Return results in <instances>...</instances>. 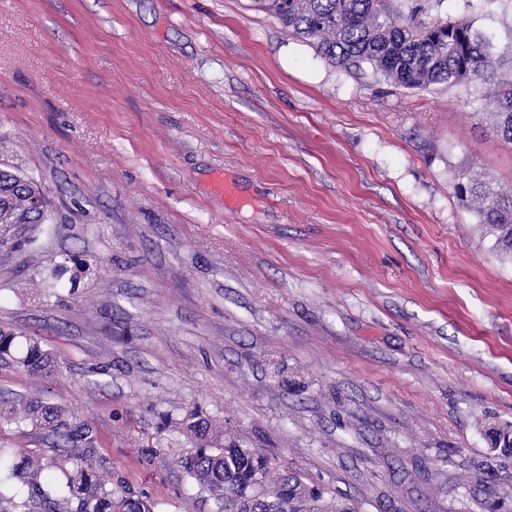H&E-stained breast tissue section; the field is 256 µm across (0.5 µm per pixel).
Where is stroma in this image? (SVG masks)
<instances>
[{"label": "stroma", "mask_w": 512, "mask_h": 512, "mask_svg": "<svg viewBox=\"0 0 512 512\" xmlns=\"http://www.w3.org/2000/svg\"><path fill=\"white\" fill-rule=\"evenodd\" d=\"M512 52V0H444ZM348 72L254 0H0V167L51 203L0 262V365L98 436L107 481L217 512L160 431L188 406L361 512H512V259L457 186L512 193L489 91ZM224 176L237 202L214 188ZM102 267L43 290L62 253ZM0 362L27 373H55L58 360L32 336H21L0 330Z\"/></svg>", "instance_id": "35a3bbf8"}]
</instances>
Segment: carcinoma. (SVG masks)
<instances>
[{
	"mask_svg": "<svg viewBox=\"0 0 512 512\" xmlns=\"http://www.w3.org/2000/svg\"><path fill=\"white\" fill-rule=\"evenodd\" d=\"M288 33L311 45L318 55L345 70L364 64L385 81L406 89L458 85L482 79L497 68L512 67V55L495 51L488 36L471 20H443L431 15L444 0H255ZM495 132L512 143V81L491 90ZM459 200L480 203L482 225L495 247L512 256V195L495 193L475 180L459 186ZM49 200L40 186L0 169V258L30 252L48 217ZM89 271L71 254L56 263L44 288L59 287L68 263ZM0 362L27 373H54L58 360L32 336L0 330ZM196 443L182 468L199 490L209 493L222 512H358V504L342 496L326 497L324 489L294 472L278 469L273 459L238 439L224 435V425L191 408L177 418L163 416ZM29 427L56 437L64 448H93V429L64 406L43 399L19 405L0 399V430ZM8 479L28 486L40 512H154V503L100 477L83 454L25 455L4 464ZM60 479L40 484L42 475Z\"/></svg>",
	"mask_w": 512,
	"mask_h": 512,
	"instance_id": "cac0c4a2",
	"label": "carcinoma"
}]
</instances>
